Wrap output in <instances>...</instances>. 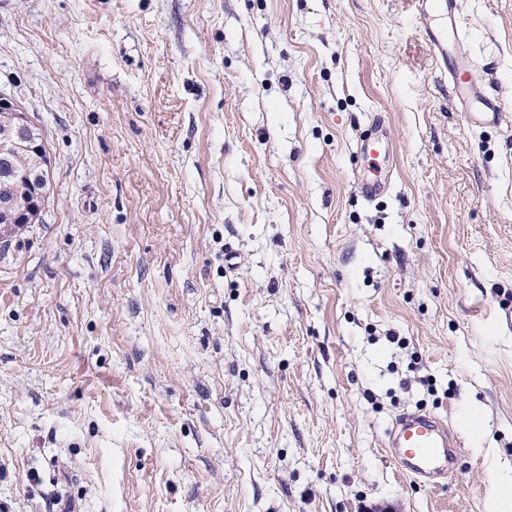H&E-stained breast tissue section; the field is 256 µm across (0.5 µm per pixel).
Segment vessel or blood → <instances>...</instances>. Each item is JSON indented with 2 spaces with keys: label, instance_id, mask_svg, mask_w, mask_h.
Returning a JSON list of instances; mask_svg holds the SVG:
<instances>
[{
  "label": "vessel or blood",
  "instance_id": "vessel-or-blood-1",
  "mask_svg": "<svg viewBox=\"0 0 512 512\" xmlns=\"http://www.w3.org/2000/svg\"><path fill=\"white\" fill-rule=\"evenodd\" d=\"M422 31L435 57L449 73L468 124L483 126L499 121L495 101L473 87L467 78L470 59L452 55L451 44L459 43V0H413ZM388 457L415 480L439 486L452 475L457 460L456 440L446 421L426 412L400 416L388 434Z\"/></svg>",
  "mask_w": 512,
  "mask_h": 512
}]
</instances>
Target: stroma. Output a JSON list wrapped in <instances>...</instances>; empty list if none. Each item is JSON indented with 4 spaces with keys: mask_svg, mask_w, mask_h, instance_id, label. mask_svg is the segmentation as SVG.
I'll return each instance as SVG.
<instances>
[{
    "mask_svg": "<svg viewBox=\"0 0 512 512\" xmlns=\"http://www.w3.org/2000/svg\"><path fill=\"white\" fill-rule=\"evenodd\" d=\"M0 0L50 158L0 247V512H489L512 477V0ZM383 122L390 188L364 200ZM448 421L430 487L385 451ZM422 23V31L435 57L449 73L458 101L467 110L468 124L483 126L499 121L501 110L495 101L473 87L467 78L473 61L451 54L449 41L457 45L461 34L457 27L458 0H413ZM456 445L444 419L418 411L405 413L395 421L388 434L386 453L415 480L439 486L454 471Z\"/></svg>",
    "mask_w": 512,
    "mask_h": 512,
    "instance_id": "stroma-1",
    "label": "stroma"
}]
</instances>
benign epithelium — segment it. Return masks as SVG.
I'll return each instance as SVG.
<instances>
[{"mask_svg": "<svg viewBox=\"0 0 512 512\" xmlns=\"http://www.w3.org/2000/svg\"><path fill=\"white\" fill-rule=\"evenodd\" d=\"M0 112L6 116L8 132V138L0 144V182L7 188L0 198V243H6L26 225L36 223L48 199L50 162L33 176L13 169L8 156L22 150L44 154L46 149L32 134L31 121L20 104L0 96Z\"/></svg>", "mask_w": 512, "mask_h": 512, "instance_id": "1", "label": "benign epithelium"}]
</instances>
